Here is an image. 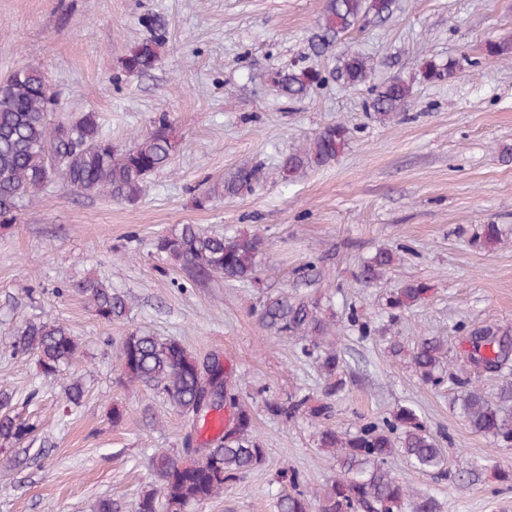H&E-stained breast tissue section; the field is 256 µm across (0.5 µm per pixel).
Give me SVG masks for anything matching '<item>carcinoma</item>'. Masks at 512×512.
Masks as SVG:
<instances>
[{
  "label": "carcinoma",
  "instance_id": "obj_1",
  "mask_svg": "<svg viewBox=\"0 0 512 512\" xmlns=\"http://www.w3.org/2000/svg\"><path fill=\"white\" fill-rule=\"evenodd\" d=\"M391 11L392 0H326L317 32L309 43L311 53L327 52L361 19L370 15L386 18ZM146 25L150 36L121 61L126 73H147L159 60L165 23L154 17ZM486 56L511 60L512 37L488 42ZM373 71L370 58L359 52L343 53L335 78L348 88H357L369 80ZM452 74L451 66L424 62V77L429 80ZM325 81L321 71L301 64L275 73L274 85L282 94L297 99ZM410 103V85L394 77L374 91L369 109L378 122L385 124L406 112ZM51 105L45 78L36 68H18L0 80L1 227L17 223L20 203L43 189L55 169L78 194L105 195L117 202L134 203L141 197L147 177L166 166L179 147L164 113L152 120L147 135L118 150L103 132L97 113L85 112L71 123H56ZM348 143V129L343 124L326 126L304 148L282 159V180L291 182L308 169L331 163ZM260 178L259 167H241L230 178L211 183L196 198V204L202 208L216 197L252 192ZM500 235L499 225L484 224L474 244L490 248ZM263 247L264 241L257 234L212 235L194 224H184L155 243L156 251L194 283L217 275L231 281H257V258ZM395 260L396 254L389 249L377 251L360 266L357 280L364 285L376 282ZM77 290L106 322L126 314L124 298L97 278L80 282ZM427 291L423 283H408L398 289L388 300L391 317L418 305ZM259 316L274 334L301 337L305 341L302 354L319 355L324 378L323 399L318 406L311 408L308 397L294 395L286 401L267 402L268 411L287 421L304 414L311 416L321 426L318 447L336 459V478L321 492L301 490L299 474L281 470L279 482L288 483L293 492L277 496L276 512H442V503L435 496L415 493L406 478L389 466V460L396 456L415 472L444 471L439 440L426 428L417 410L401 406L392 417L367 422L353 431L328 425L335 415L336 399L346 386L340 357L333 351L320 353L321 336L330 323L318 313L316 305L281 296L267 297ZM467 341L468 361L485 371L503 374V380L493 397L486 396L471 380L461 381L456 399L459 414L474 432L491 437L501 448H512V336L483 326L472 329ZM13 351L35 355L42 372L53 374L76 359L79 345L68 327L55 321H38L26 324L15 336ZM446 353L440 339H420L411 352V361L422 383L436 386L443 381ZM121 365L119 383L123 387L158 391L185 413H197L208 390L212 400L225 399L232 406L228 418L219 419L221 432L196 451L190 462L166 453L152 456L154 485L139 497L133 512H192L224 492V485L239 480L263 462L265 449L253 435L251 412L237 396L224 391L228 373L219 356L201 359L176 340L162 341L135 329L123 339ZM33 431L32 425L12 414L7 402L0 401L1 442L20 445Z\"/></svg>",
  "mask_w": 512,
  "mask_h": 512
}]
</instances>
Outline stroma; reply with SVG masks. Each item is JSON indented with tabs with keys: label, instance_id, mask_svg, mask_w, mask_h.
<instances>
[{
	"label": "stroma",
	"instance_id": "obj_1",
	"mask_svg": "<svg viewBox=\"0 0 512 512\" xmlns=\"http://www.w3.org/2000/svg\"><path fill=\"white\" fill-rule=\"evenodd\" d=\"M325 0H0V77L40 69L68 122L100 118L113 146L127 147L166 113L179 140L171 163L148 177L133 204L76 194L63 179L26 197L19 223L0 229V397L35 427L26 463L0 452V512H96L100 499L135 503L153 483L149 461L163 451L184 458L187 435H217L214 414L193 415L153 390L119 382V346L134 329L178 340L191 354L219 353L254 418L264 462L200 512H274L282 468L306 487L325 488L336 461L317 445L305 415L286 421L265 402L299 393L318 402L317 360L293 336H277L259 318L270 296L318 303L333 327L323 349L341 356L346 388L335 427L349 429L414 404L440 440L445 476L408 472L417 492L433 493L444 512H512V449L472 431L454 408L462 379L494 396L500 378L460 351L469 330L512 331V62L489 59L486 44L512 35V0H393L380 20L366 18L337 48L310 55L308 42ZM148 16L166 22L159 62L145 75L121 70L125 54L148 37ZM370 56L369 84L333 79L300 99L275 88L272 73L295 60L330 74L337 55ZM455 62L452 76L423 77L425 60ZM394 76L411 87V105L381 124L368 108L372 88ZM340 122L349 145L335 161L283 182L280 161L327 125ZM262 170L253 193L197 207L210 182L237 168ZM193 224L204 232L261 235L257 282L214 277L190 282L157 254L163 235ZM502 226L500 243L473 245L482 225ZM390 248L397 264L371 286L361 262ZM111 283L127 301L124 319H99L76 286ZM409 281L431 290L390 321L386 302ZM359 317L371 329L360 338ZM68 326L79 358L52 375L36 356L14 354L18 330L32 321ZM446 340V375L422 384L409 349L422 337ZM400 343L404 354L392 356ZM81 382L80 403L65 389ZM124 418L113 423V407Z\"/></svg>",
	"mask_w": 512,
	"mask_h": 512
}]
</instances>
